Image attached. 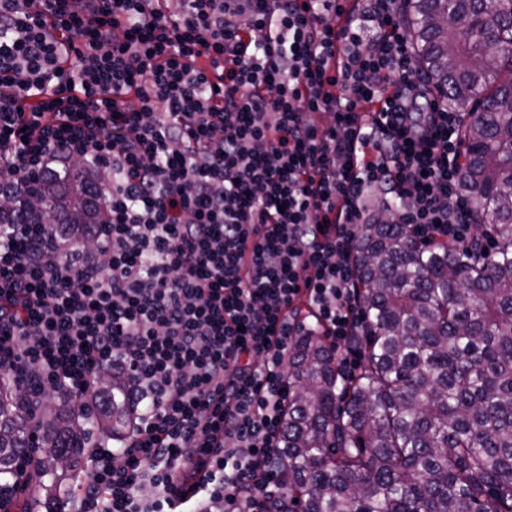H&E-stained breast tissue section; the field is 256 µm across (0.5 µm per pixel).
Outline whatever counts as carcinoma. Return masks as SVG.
I'll use <instances>...</instances> for the list:
<instances>
[{"label":"carcinoma","mask_w":512,"mask_h":512,"mask_svg":"<svg viewBox=\"0 0 512 512\" xmlns=\"http://www.w3.org/2000/svg\"><path fill=\"white\" fill-rule=\"evenodd\" d=\"M404 4L420 71L465 115L459 190L493 248L483 255L476 237L411 249L405 224L359 226L363 364L347 375L323 337H295L275 512H512V0ZM98 179L82 164L39 181L44 221L68 224L61 240L99 223ZM37 222L21 192L0 209V224ZM132 392L104 371L92 414L61 390L1 383L0 507L27 490L21 512H68L89 445L123 442Z\"/></svg>","instance_id":"cac0c4a2"}]
</instances>
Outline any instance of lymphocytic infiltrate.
<instances>
[{
	"label": "lymphocytic infiltrate",
	"mask_w": 512,
	"mask_h": 512,
	"mask_svg": "<svg viewBox=\"0 0 512 512\" xmlns=\"http://www.w3.org/2000/svg\"><path fill=\"white\" fill-rule=\"evenodd\" d=\"M0 0V180L94 163L102 221L0 233V374L149 404L74 512H266L294 338L360 322L359 225L469 244L461 117L403 0Z\"/></svg>",
	"instance_id": "1"
}]
</instances>
